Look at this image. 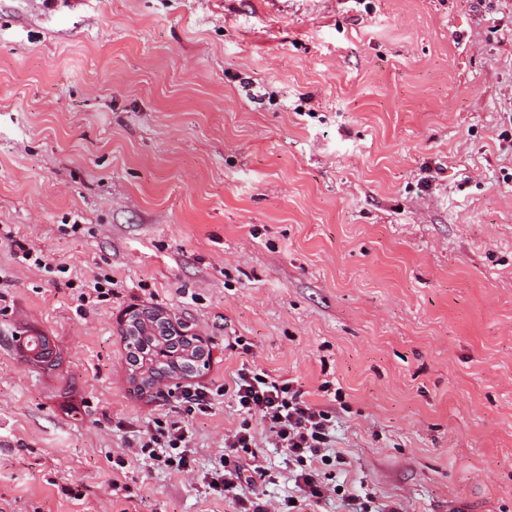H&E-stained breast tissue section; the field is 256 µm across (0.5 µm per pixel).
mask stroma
Here are the masks:
<instances>
[{
    "mask_svg": "<svg viewBox=\"0 0 512 512\" xmlns=\"http://www.w3.org/2000/svg\"><path fill=\"white\" fill-rule=\"evenodd\" d=\"M2 225L0 512L300 502L245 363L332 413L300 512H512V0H0ZM144 308L208 358L186 470L134 457ZM165 325L168 328V332L170 333V336H180L184 337L187 340L191 342V348L190 352L193 350V348H196V355H194L193 358L189 359V365L185 370H182L181 368H178L175 373L180 371H186L185 375H188L190 372L193 371L195 368V364L198 363L200 360L204 358V350L200 343L199 339L196 336H193L194 339H192V336L188 337L187 334H185L186 331L183 330V327H181L178 324H174L169 318L164 316L160 312H141V311H135L132 310L129 312V315L127 319L125 320V332L126 336H137L138 331L143 330V328L148 330H156V332L159 331L158 326ZM174 373V374H175ZM173 374V375H174ZM173 375L171 377H168L161 381V384H167L172 379ZM221 467L215 469L208 487L210 493L224 496L226 492L229 493L237 487V484L241 482L242 474L237 465L234 468L227 469L228 463L226 459L225 461L223 459V462H221Z\"/></svg>",
    "mask_w": 512,
    "mask_h": 512,
    "instance_id": "obj_1",
    "label": "stroma"
}]
</instances>
